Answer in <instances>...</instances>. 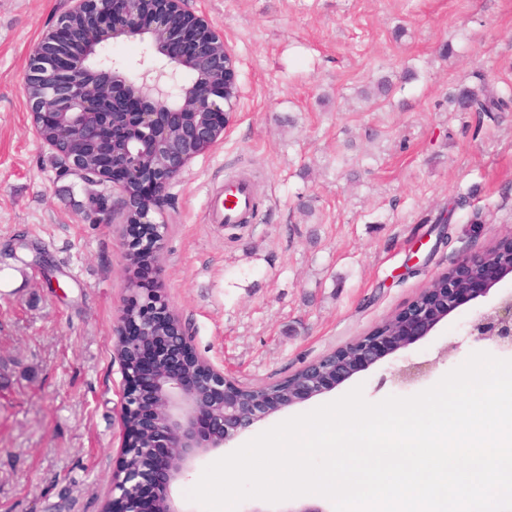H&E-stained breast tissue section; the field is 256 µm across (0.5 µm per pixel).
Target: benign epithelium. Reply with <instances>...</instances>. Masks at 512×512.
<instances>
[{
    "label": "benign epithelium",
    "mask_w": 512,
    "mask_h": 512,
    "mask_svg": "<svg viewBox=\"0 0 512 512\" xmlns=\"http://www.w3.org/2000/svg\"><path fill=\"white\" fill-rule=\"evenodd\" d=\"M186 2L70 0L56 27L31 50L25 71L40 141L75 174L108 182L116 193L102 223L125 226L128 258L140 254L131 226L153 223L173 180L220 139L240 98L224 35ZM120 37L146 44L148 58L125 67L105 54L109 41ZM146 180L153 185L148 198L139 192ZM509 275L511 267L484 253L468 257L448 273L445 295L436 300L429 288L397 315V333L379 327L331 353L326 367L316 360L306 365V377L291 375L280 385L294 404L319 395L428 335L462 303L486 296ZM469 335L512 350V294L477 315ZM117 336L124 447L106 512H185L172 488L200 456L276 412L274 393L241 386L201 359L158 286L129 291ZM432 366L409 362L393 376L411 383ZM156 448L168 452L154 468Z\"/></svg>",
    "instance_id": "benign-epithelium-1"
}]
</instances>
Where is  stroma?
<instances>
[{
  "label": "stroma",
  "instance_id": "35a3bbf8",
  "mask_svg": "<svg viewBox=\"0 0 512 512\" xmlns=\"http://www.w3.org/2000/svg\"><path fill=\"white\" fill-rule=\"evenodd\" d=\"M69 0H0V512H103L123 446L116 329L122 227L108 183L37 139L23 76ZM236 59L233 122L168 191L162 286L197 353L258 386L365 336L464 257L512 236V114L455 112L476 72L512 86V0H188ZM452 43L455 53L442 57ZM416 80L399 83L405 69ZM394 79L370 103L361 90ZM244 172L249 224L208 223V192ZM439 229L434 219L455 197ZM481 224H472L473 214ZM507 278L424 338L201 457L176 493L261 432L362 387L366 400L435 385L485 343L471 320ZM449 348L438 359L441 348ZM432 361L400 385L395 369Z\"/></svg>",
  "mask_w": 512,
  "mask_h": 512
}]
</instances>
